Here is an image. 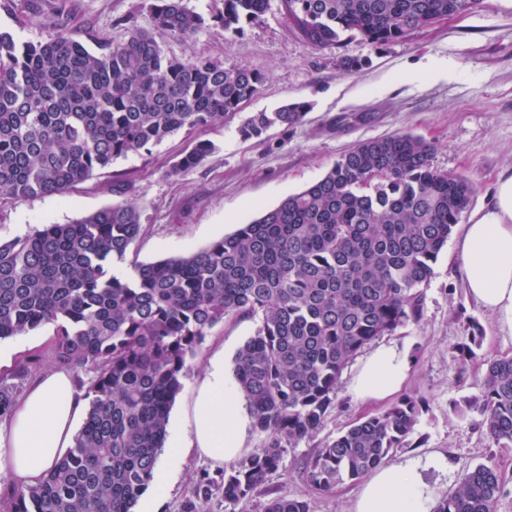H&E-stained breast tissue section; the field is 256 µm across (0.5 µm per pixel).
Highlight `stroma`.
<instances>
[{
  "label": "stroma",
  "instance_id": "obj_1",
  "mask_svg": "<svg viewBox=\"0 0 512 512\" xmlns=\"http://www.w3.org/2000/svg\"><path fill=\"white\" fill-rule=\"evenodd\" d=\"M40 2L36 18L24 0H8L0 6V29L21 41L41 42L51 35L43 17L57 14L74 33L90 30L98 40L115 44L134 29H153L149 0ZM185 4L206 19V26L188 40L153 30L159 45L180 59L207 56L228 67L245 65L264 72L268 79L259 93L222 124L193 134L182 131L150 152L118 158L68 195L1 205V239L129 201L139 209L142 232L123 267L187 256L304 190L358 143L402 133L435 145V168L476 184L471 208L487 204L499 175L512 171V0H483L472 14L440 21L396 42L374 45L346 36L333 47L308 42L287 17L282 0H269L261 22L244 25L235 35L212 21L223 12L224 0ZM345 57L360 60L361 68L344 71L340 61ZM286 102L308 103L301 125L275 126L258 138L241 137L239 128L247 117ZM196 138L213 141L216 151L196 169L167 177V169ZM423 293L420 321L390 336L407 348L411 363L401 394L417 399L421 411L409 447L397 449L387 461H423L433 454L446 459L447 469L423 472L428 510L453 492L467 471L480 464L495 467L505 485L497 512H512V444L494 440L482 426L480 412L466 405L478 392L483 356L512 355V329L468 296L452 247L440 254ZM474 321L482 325L485 340L479 358L465 360L460 348ZM258 325L255 318L230 316L210 332L188 365L170 419H177L192 402L211 358H223L225 372H232L237 350ZM359 365L355 359L344 369L335 408L317 433L285 449L266 489L287 498L306 496L310 512H354L361 482L312 494L304 470L318 448L357 419L386 410V403L362 405L353 399L349 384ZM158 462L169 465L172 475L165 496L155 503L156 512H182L197 474L216 469L215 463L187 448L177 456L163 449Z\"/></svg>",
  "mask_w": 512,
  "mask_h": 512
}]
</instances>
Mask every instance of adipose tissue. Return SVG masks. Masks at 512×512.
<instances>
[{
  "mask_svg": "<svg viewBox=\"0 0 512 512\" xmlns=\"http://www.w3.org/2000/svg\"><path fill=\"white\" fill-rule=\"evenodd\" d=\"M455 251L468 294L512 326V174L501 176L490 203L473 212ZM406 350L396 343L374 348L350 382L356 400L384 401L401 389L409 373ZM85 401L67 369L45 371L0 423V470L22 486L40 481L71 446ZM190 445L215 463L240 457L251 417L238 387L220 361L211 362L197 390ZM420 465H384L366 480L354 512H420Z\"/></svg>",
  "mask_w": 512,
  "mask_h": 512,
  "instance_id": "obj_1",
  "label": "adipose tissue"
}]
</instances>
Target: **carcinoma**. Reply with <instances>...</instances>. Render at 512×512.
Here are the masks:
<instances>
[{
    "mask_svg": "<svg viewBox=\"0 0 512 512\" xmlns=\"http://www.w3.org/2000/svg\"><path fill=\"white\" fill-rule=\"evenodd\" d=\"M269 0H224V32L259 22ZM310 43L359 35L399 41L442 16L472 13L480 0H282ZM153 26L178 39L205 24L183 0H151ZM31 43L0 31V202L65 195L120 157L181 130L224 122L253 98L266 75L210 57L167 55L136 29L118 45L89 48L64 20ZM305 105L256 112L240 128L258 137L302 122ZM216 149L197 139L167 171L179 177ZM419 136L365 140L318 181L262 216L186 257L136 263L118 277L141 232L140 214L119 202L68 224H43L0 239V339L55 326L53 359L91 369L89 405L73 445L8 512H133L167 437L169 410L189 360L229 316L260 319L237 351L234 376L263 447L214 477L193 482L183 512H203L220 491L247 505L281 464L284 449L316 433L336 404L343 370L375 338L423 311L425 286L475 184L432 165ZM469 402L498 441L512 443V356L485 360ZM16 387L0 376V417ZM419 403L403 398L355 422L318 449L305 470L310 493L357 481L410 442ZM503 483L479 465L430 512H496ZM258 512H310L306 496H270Z\"/></svg>",
    "mask_w": 512,
    "mask_h": 512,
    "instance_id": "cac0c4a2",
    "label": "carcinoma"
}]
</instances>
